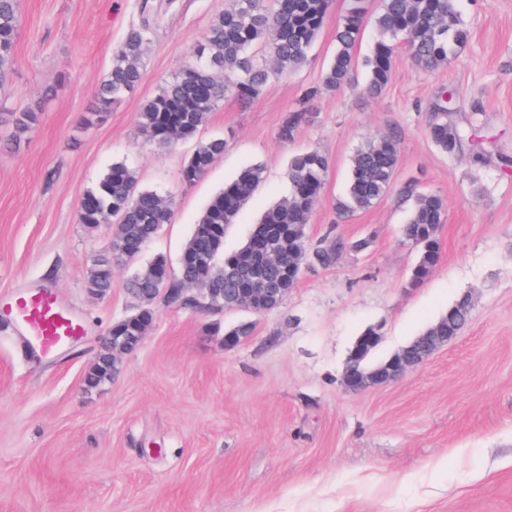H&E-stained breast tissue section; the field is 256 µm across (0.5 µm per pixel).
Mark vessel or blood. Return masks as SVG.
Instances as JSON below:
<instances>
[{"label": "vessel or blood", "instance_id": "vessel-or-blood-1", "mask_svg": "<svg viewBox=\"0 0 512 512\" xmlns=\"http://www.w3.org/2000/svg\"><path fill=\"white\" fill-rule=\"evenodd\" d=\"M11 309L34 340L47 351L55 350L84 332L83 324L64 311L48 290L16 294Z\"/></svg>", "mask_w": 512, "mask_h": 512}]
</instances>
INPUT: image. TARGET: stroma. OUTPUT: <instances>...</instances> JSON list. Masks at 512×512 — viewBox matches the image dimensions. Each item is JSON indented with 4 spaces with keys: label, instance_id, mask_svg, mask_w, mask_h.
<instances>
[{
    "label": "stroma",
    "instance_id": "stroma-1",
    "mask_svg": "<svg viewBox=\"0 0 512 512\" xmlns=\"http://www.w3.org/2000/svg\"><path fill=\"white\" fill-rule=\"evenodd\" d=\"M141 2L20 0L14 65L0 82V512H512V167L448 155L426 133L451 88L456 120L512 157V0H459L468 44L432 71L398 52L376 97L361 91L373 42L365 33L353 85L324 92L293 141H281L284 117L335 52L328 16L300 69L251 102L229 96L211 112L199 136L224 137V155L191 185L180 180L191 144L148 142L137 114L224 0H177L147 47L138 90L101 121L82 122ZM27 106L39 120L20 133L11 114ZM390 133L397 184L416 182L446 202L440 261L414 288L417 250L400 236L407 205L392 197L352 216L338 209L355 150ZM306 148L329 159L309 241L331 230L369 247L326 268L305 265L283 302L260 315L157 306L112 382L86 391L99 336L137 303L126 267L106 297L86 290L112 230L79 223L84 191L122 161L141 186L172 196V219L143 256L174 267L210 199L259 162L264 181L224 236L225 251L239 248L286 193L289 156ZM26 288L54 290L85 335L51 354L27 351L4 310ZM467 293L469 322L424 365L385 386L344 388L364 329H379L372 358L383 360ZM241 321L253 333L225 349L221 328Z\"/></svg>",
    "mask_w": 512,
    "mask_h": 512
}]
</instances>
